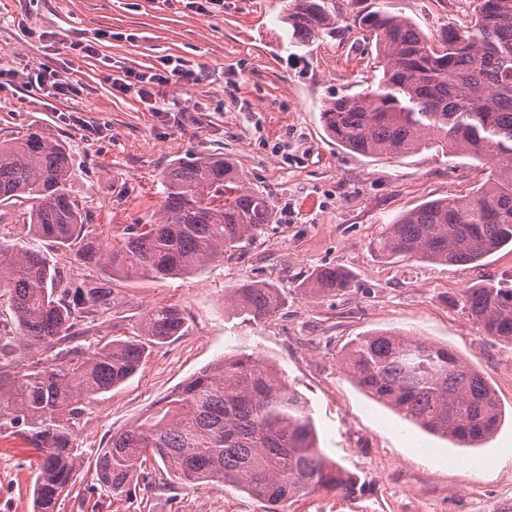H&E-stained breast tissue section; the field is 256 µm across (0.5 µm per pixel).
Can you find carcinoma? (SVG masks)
<instances>
[{"label":"carcinoma","mask_w":512,"mask_h":512,"mask_svg":"<svg viewBox=\"0 0 512 512\" xmlns=\"http://www.w3.org/2000/svg\"><path fill=\"white\" fill-rule=\"evenodd\" d=\"M292 44L329 31L325 0H290ZM354 26L375 42L381 77L374 87L330 99L321 115L342 147L364 156H399L441 148L488 169L472 195L426 201L400 215L370 242L382 259L475 265L512 245V0H479L462 28L426 33L412 21L367 6ZM70 154L46 129L0 141V205L35 203L29 238L0 240V292L14 316V340L0 336V428L42 454L33 512H59L84 458L77 439L82 402L131 378L151 348L183 335L173 306L146 310L134 336L69 345L30 364L12 360L14 342L28 352L76 339L88 306L108 308L105 284L62 285L38 243L56 248L87 241L88 219L70 190ZM164 200L150 224H135L101 258L112 275L165 279L188 274L259 237L275 215L269 195L248 187L221 155L179 159L162 174ZM351 277L320 267L301 282L310 298L339 293ZM272 284L246 282L227 300L235 315L260 322L282 304ZM489 336L512 344V281L484 279L459 299ZM354 383L423 431L476 447L502 420L494 389L447 345L398 332H368L343 358ZM162 463L171 479L215 481L246 489L267 512L319 490L350 494L356 480L318 447L311 410L273 364L240 351L201 368L144 421L112 436L96 456L99 483L119 500Z\"/></svg>","instance_id":"cac0c4a2"}]
</instances>
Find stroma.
Masks as SVG:
<instances>
[{
    "label": "stroma",
    "mask_w": 512,
    "mask_h": 512,
    "mask_svg": "<svg viewBox=\"0 0 512 512\" xmlns=\"http://www.w3.org/2000/svg\"><path fill=\"white\" fill-rule=\"evenodd\" d=\"M392 14L426 32L468 24L476 0H383ZM330 33L295 47L282 23L288 0H0V67L18 73L0 90V140L46 127L71 156L72 191L89 222V241L109 249L162 204V172L178 158L221 154L276 219L252 244L187 276L125 279L98 258L43 245L65 283H104L110 308L79 319L83 344L127 335L147 309L172 305L187 319L182 336L153 347L140 370L85 400L79 443L85 463L61 512H265L245 490L221 484L172 491L132 486L119 502L103 496L94 460L112 434L136 423L201 368L246 350L274 362L307 400L324 453L357 481L353 495L317 491L285 512H512V345L486 335L456 300L489 277L512 276V247L484 265L408 260L386 263L370 241L401 213L435 198L476 192L484 165L428 148L398 157L340 147L320 112L335 96L374 84V43L352 17L362 0H325ZM93 44L95 56L74 50ZM179 60L198 83L157 87L161 111L119 93L127 71ZM80 86L55 98L28 83L40 65ZM351 274L346 292L321 298L298 284L319 267ZM245 282L279 288L268 319L242 323L226 305ZM399 331L447 344L488 378L504 410L494 433L462 448L424 433L371 399L347 376L349 342ZM37 454L11 428L0 430V512H33Z\"/></svg>",
    "instance_id": "1"
}]
</instances>
